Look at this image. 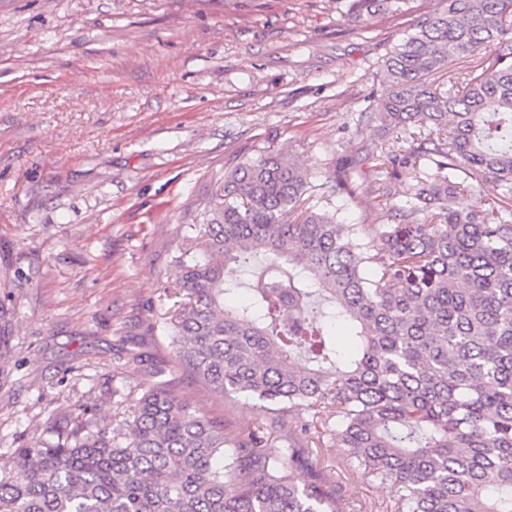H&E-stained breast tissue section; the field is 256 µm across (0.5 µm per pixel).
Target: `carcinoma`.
<instances>
[{"instance_id": "1", "label": "carcinoma", "mask_w": 512, "mask_h": 512, "mask_svg": "<svg viewBox=\"0 0 512 512\" xmlns=\"http://www.w3.org/2000/svg\"><path fill=\"white\" fill-rule=\"evenodd\" d=\"M402 2L354 0V15ZM453 59L473 69L426 82ZM384 83L372 119L418 130L382 155L392 176L417 170L393 223H337L281 151L240 163L178 248L170 360L140 359L256 400L281 455L263 452L268 423L228 434L161 379L122 426L78 403L14 449L0 512H337L323 481L293 479L333 430L393 512H512V0H444L390 52ZM489 187L492 205L459 207ZM353 194L340 170L327 204ZM8 315L0 304V359Z\"/></svg>"}]
</instances>
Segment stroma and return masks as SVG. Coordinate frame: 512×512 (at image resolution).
I'll return each instance as SVG.
<instances>
[{
    "mask_svg": "<svg viewBox=\"0 0 512 512\" xmlns=\"http://www.w3.org/2000/svg\"><path fill=\"white\" fill-rule=\"evenodd\" d=\"M350 0H0V303L13 314L0 362V471L74 402L114 426L170 358L175 262L225 172L268 149L325 183L351 160L336 219L374 224L415 172L377 173L387 135L366 118L383 62L441 0H407L369 24ZM178 398L252 429L243 395L180 372ZM299 466L343 486L340 512H391L389 489L353 473L337 434Z\"/></svg>",
    "mask_w": 512,
    "mask_h": 512,
    "instance_id": "stroma-1",
    "label": "stroma"
}]
</instances>
